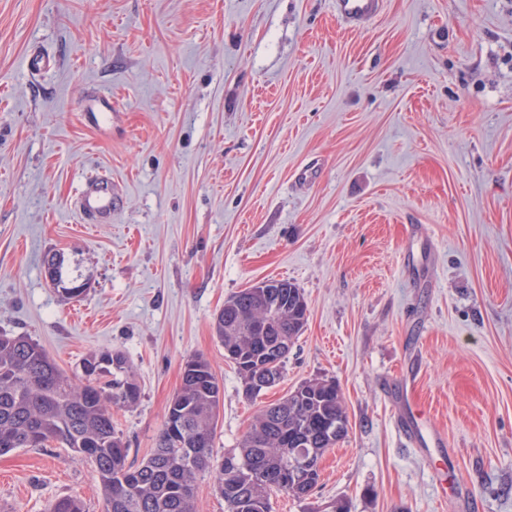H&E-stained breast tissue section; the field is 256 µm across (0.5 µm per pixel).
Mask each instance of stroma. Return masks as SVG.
<instances>
[{"mask_svg":"<svg viewBox=\"0 0 512 512\" xmlns=\"http://www.w3.org/2000/svg\"><path fill=\"white\" fill-rule=\"evenodd\" d=\"M92 91L111 112L85 111ZM100 172L112 221L89 224L74 200ZM54 253L81 297L48 282ZM271 279L308 320L251 399L213 324ZM1 333L70 374L125 354L128 463L201 355L219 457L301 382L342 391L346 437L272 512H512V0H382L357 25L335 0H0ZM406 383L447 447L400 433ZM66 497L104 512L72 449L0 455V512Z\"/></svg>","mask_w":512,"mask_h":512,"instance_id":"1","label":"stroma"}]
</instances>
